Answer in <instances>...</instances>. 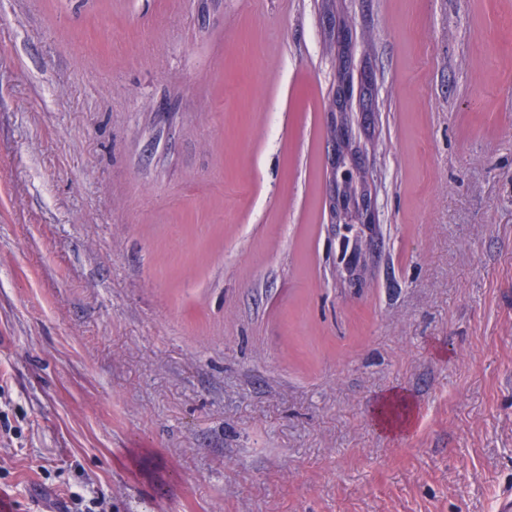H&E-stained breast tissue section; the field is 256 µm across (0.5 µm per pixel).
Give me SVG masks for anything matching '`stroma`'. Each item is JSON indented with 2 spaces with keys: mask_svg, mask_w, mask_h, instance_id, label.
Returning <instances> with one entry per match:
<instances>
[{
  "mask_svg": "<svg viewBox=\"0 0 512 512\" xmlns=\"http://www.w3.org/2000/svg\"><path fill=\"white\" fill-rule=\"evenodd\" d=\"M319 0H0L9 512H496L512 0H345L380 229L336 280ZM400 393L414 419L378 428Z\"/></svg>",
  "mask_w": 512,
  "mask_h": 512,
  "instance_id": "obj_1",
  "label": "stroma"
}]
</instances>
